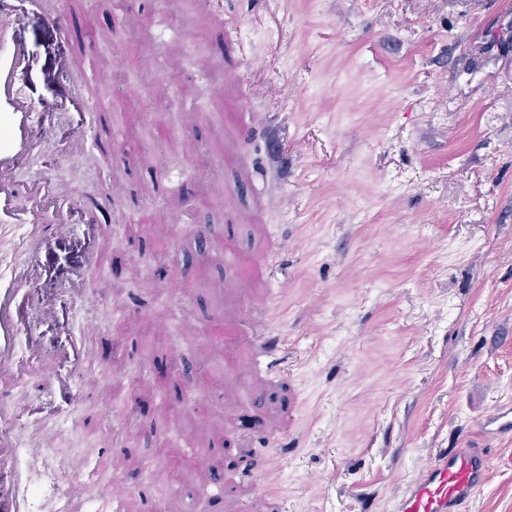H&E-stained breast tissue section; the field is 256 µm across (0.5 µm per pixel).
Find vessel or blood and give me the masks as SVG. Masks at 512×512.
<instances>
[{
    "label": "vessel or blood",
    "instance_id": "1",
    "mask_svg": "<svg viewBox=\"0 0 512 512\" xmlns=\"http://www.w3.org/2000/svg\"><path fill=\"white\" fill-rule=\"evenodd\" d=\"M26 59L23 45L0 25V226L22 227L16 249L19 261L8 272L0 271V378L21 374L16 339L35 320L29 294L22 285L31 273L40 241L47 230L43 222L49 204L67 200L65 186L38 175L26 186L13 180L16 167L32 149L46 127L41 114L33 112L14 93L17 73ZM281 337H261L253 353L235 363L245 376L273 373V355ZM10 407L0 401V465L13 462L21 439L9 429ZM489 437L512 434V405L498 408L480 425ZM489 459L480 448H448L437 453L422 473L412 480L395 506V512H462L483 486Z\"/></svg>",
    "mask_w": 512,
    "mask_h": 512
}]
</instances>
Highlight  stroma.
Segmentation results:
<instances>
[{
  "label": "stroma",
  "mask_w": 512,
  "mask_h": 512,
  "mask_svg": "<svg viewBox=\"0 0 512 512\" xmlns=\"http://www.w3.org/2000/svg\"><path fill=\"white\" fill-rule=\"evenodd\" d=\"M59 4L69 29L9 0L17 93L47 113L18 177L66 183L69 223L17 340L57 383L0 382L39 442L0 468V512H56L37 476L77 461L98 512H205L171 477L195 450L176 406L227 462L224 512H394L446 448L490 459L466 512H512V437L479 433L512 404V0ZM186 193L187 227L158 224ZM273 296L284 386L234 368ZM280 420L273 457L257 429Z\"/></svg>",
  "instance_id": "obj_1"
}]
</instances>
